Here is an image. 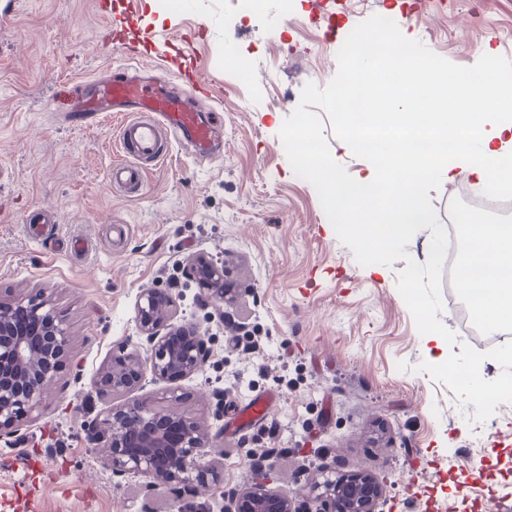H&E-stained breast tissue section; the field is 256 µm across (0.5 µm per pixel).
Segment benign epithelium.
Returning a JSON list of instances; mask_svg holds the SVG:
<instances>
[{"mask_svg":"<svg viewBox=\"0 0 512 512\" xmlns=\"http://www.w3.org/2000/svg\"><path fill=\"white\" fill-rule=\"evenodd\" d=\"M186 273L210 296L230 300L224 288V267L208 256L190 259ZM139 331L146 354L125 353L100 372L94 383L99 391L123 395L138 386L143 365L158 379L190 376L205 357V341L188 324L170 326L177 306L169 294L150 288L136 301ZM69 343L66 329L49 301L23 299L0 302V436L18 433L31 411L54 382ZM97 440L107 449L112 473L145 479L144 488L161 484H192L216 475L205 462V435L184 416L147 403L108 412L92 421ZM329 501L345 497L346 512H373L377 488L364 476L354 475L325 484ZM225 512H299L292 498L262 479L235 490Z\"/></svg>","mask_w":512,"mask_h":512,"instance_id":"7a95c632","label":"benign epithelium"}]
</instances>
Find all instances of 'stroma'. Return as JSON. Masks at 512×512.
Returning <instances> with one entry per match:
<instances>
[{
	"instance_id": "35a3bbf8",
	"label": "stroma",
	"mask_w": 512,
	"mask_h": 512,
	"mask_svg": "<svg viewBox=\"0 0 512 512\" xmlns=\"http://www.w3.org/2000/svg\"><path fill=\"white\" fill-rule=\"evenodd\" d=\"M139 12L126 34L138 60L181 52L214 86L224 110L222 157L177 145L148 171L139 196L116 194L122 113L96 125L61 124L47 104L56 82L96 76L129 58L108 29ZM0 298L51 297L70 338L40 407L0 439V512H224L229 491L267 470L274 490L312 503L323 474H363L380 487L375 512H512V400H467L396 287L402 260L368 275L336 236L315 188L295 175L279 131L307 83L326 86L336 55L361 22L380 15L412 36L441 82L512 73V0H0ZM247 68L246 83L236 69ZM57 222L41 241L32 211ZM128 232L113 239L114 221ZM196 254L222 262L237 299L203 300L184 267ZM169 291L177 324L196 326L210 355L173 382L151 370L133 391L99 395L101 367L141 349L136 301ZM440 318L456 335L448 360L478 367L470 387L512 373V334L479 345L464 334L450 293ZM194 419L220 478L183 491L146 490L113 475L90 420L136 402ZM272 392L264 423L227 433L245 399Z\"/></svg>"
}]
</instances>
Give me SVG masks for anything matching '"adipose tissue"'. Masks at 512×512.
<instances>
[{
  "label": "adipose tissue",
  "mask_w": 512,
  "mask_h": 512,
  "mask_svg": "<svg viewBox=\"0 0 512 512\" xmlns=\"http://www.w3.org/2000/svg\"><path fill=\"white\" fill-rule=\"evenodd\" d=\"M387 39L398 50L394 63L406 74L410 93L397 97L391 109L370 105L365 118L369 125L394 130V137L369 147L362 133L347 131V143L372 162L352 182L333 177L323 155L309 154L304 161L331 188L345 223L356 225L369 239L390 245L411 236L423 223L427 186L436 175L452 180L463 172L480 185L512 189V119L501 115L512 103L498 86L488 84L481 95L479 132L466 134L465 116L438 111L434 99L425 93L431 64L397 35L388 34ZM510 265L512 225L480 226L470 259L459 268V282L464 294L480 303L479 316L491 333L498 330L501 319H512V276L500 273Z\"/></svg>",
  "instance_id": "adipose-tissue-1"
}]
</instances>
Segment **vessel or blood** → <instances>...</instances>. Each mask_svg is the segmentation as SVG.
Wrapping results in <instances>:
<instances>
[{
    "mask_svg": "<svg viewBox=\"0 0 512 512\" xmlns=\"http://www.w3.org/2000/svg\"><path fill=\"white\" fill-rule=\"evenodd\" d=\"M215 99L210 83L180 70H172L170 79L157 80L123 66L108 69L100 77L56 84L49 109L68 125L94 123L104 112L128 113L120 129L124 159L112 164L108 180L113 190L135 196L143 188L146 169L164 159L173 142L186 141L201 158L219 156L220 118L202 113L203 104ZM273 402L268 395L249 399L239 415L241 426L265 419Z\"/></svg>",
    "mask_w": 512,
    "mask_h": 512,
    "instance_id": "1",
    "label": "vessel or blood"
}]
</instances>
